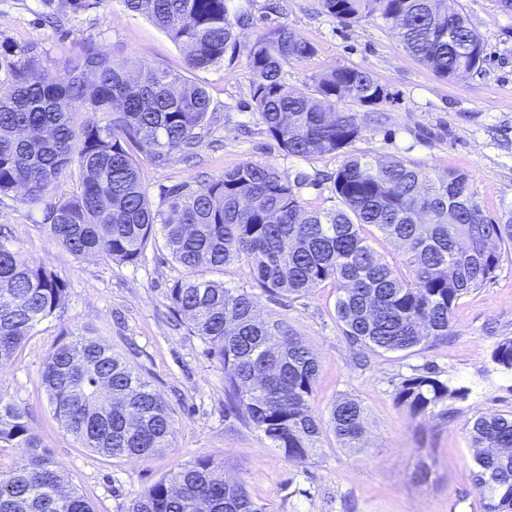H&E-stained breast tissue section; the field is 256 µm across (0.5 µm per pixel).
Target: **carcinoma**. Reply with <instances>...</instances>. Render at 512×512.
<instances>
[{"label":"carcinoma","mask_w":512,"mask_h":512,"mask_svg":"<svg viewBox=\"0 0 512 512\" xmlns=\"http://www.w3.org/2000/svg\"><path fill=\"white\" fill-rule=\"evenodd\" d=\"M184 47L185 69L219 67L240 47L241 19L227 0H123ZM343 23L377 13L403 49L437 75L455 80L485 61V43L444 0H321ZM313 46L283 24L259 34L248 50L251 98L269 135L290 156L336 153L362 133L358 113L338 105L351 97L376 108L388 89L361 68H333L314 93H296L284 67L311 57ZM11 83L0 86V195L43 206V221L76 258L94 255L137 263L161 234L185 275L169 286L173 315L212 345L224 367V413L262 433L289 461L304 460L329 434L343 448L363 447L365 408L343 396L328 416L310 400L319 364L282 323L261 319L252 295L195 270L244 257L257 285L275 295H301L334 284L336 317L360 359L362 351L403 352L453 335V310L497 270L512 246V204L492 220L470 177L439 175L400 159L350 156L333 176L336 206L307 211L289 180L272 166L240 164L196 190L173 187L166 208L153 210L139 160L156 165L179 154L190 160L204 138L211 101L181 73L150 63L130 76L89 42L59 76L35 75L28 48L8 50ZM86 118L77 121V114ZM77 176L79 191L50 198L59 181ZM397 242L401 264L380 257L370 229ZM67 288L45 266L0 242V367L15 361L36 327L65 304ZM492 361L512 372V337ZM42 385L62 428L83 448L107 458H138L170 447L171 409L150 381L89 330L63 335L47 357ZM469 390L427 369L404 378L395 400L413 417L455 416ZM474 485L483 512H512V412L476 417L467 427ZM0 448L21 457L0 470V512H93L65 485L27 412L0 399ZM127 512H271L241 480L224 478V461L181 464L135 495Z\"/></svg>","instance_id":"1"}]
</instances>
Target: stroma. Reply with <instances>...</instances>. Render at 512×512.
Wrapping results in <instances>:
<instances>
[{
    "instance_id": "35a3bbf8",
    "label": "stroma",
    "mask_w": 512,
    "mask_h": 512,
    "mask_svg": "<svg viewBox=\"0 0 512 512\" xmlns=\"http://www.w3.org/2000/svg\"><path fill=\"white\" fill-rule=\"evenodd\" d=\"M448 6L466 15L487 53L478 72L450 81L408 56L381 19L342 23L323 11L320 0H229L231 13L247 20L243 48L233 61L207 70L186 71L183 49L123 0L78 13L67 0H54L55 12L66 18L60 28L43 21L41 0H0V45L33 48L40 73L55 75L90 41L128 72L151 63L185 72L206 89L209 129L196 164L140 162L152 208L161 207L170 187L194 189L249 162L298 181L305 209H329L336 204L332 178L347 156L356 155L397 158L438 174L462 170L484 214L495 218L512 203V13L497 0H448ZM282 24L315 49L284 69L296 92L313 93L315 78L329 69L354 67L368 70L392 94L387 103L360 110L362 133L345 151L290 156L252 107L245 46ZM4 239L22 259L44 264L68 295L62 312L39 324L15 362L0 368V398L29 413L65 484L87 495L94 512H126L137 493L177 465L203 458L223 460L225 475L244 481L273 512H482L466 428L479 415L512 411V376L497 371L491 358L497 342L512 336V247L503 248L493 278L458 301L450 339L405 352L369 350L363 367L353 362L336 320L334 284L298 297L272 296L257 288L244 259L226 263L220 273L225 285L252 292L261 318L288 326L316 355L313 409L327 413L344 395L366 409L364 447L343 448L328 435L307 460L290 462L261 433L225 417L224 368L210 356L208 342L173 318L167 289L183 271L162 242L149 243L134 264L97 256L77 260L49 233L41 206L1 196ZM84 327L124 355L170 406L169 448L141 458H106L80 447L55 419L41 371L61 334ZM422 368L470 390L448 423L413 418L394 400L396 384ZM424 460L432 474L421 483L414 474Z\"/></svg>"
}]
</instances>
